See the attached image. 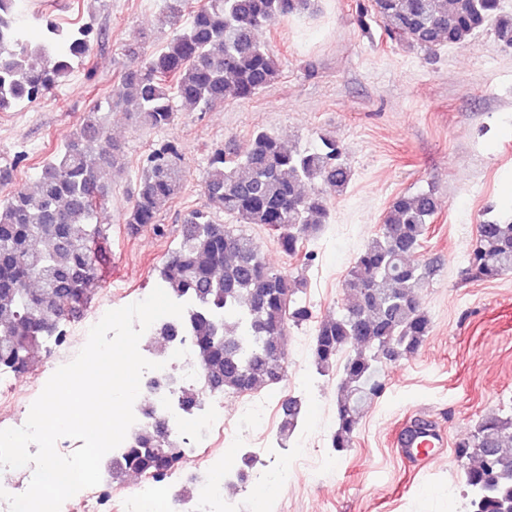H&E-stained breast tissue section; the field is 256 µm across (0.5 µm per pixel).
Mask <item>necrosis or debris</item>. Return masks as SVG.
<instances>
[{"instance_id":"1","label":"necrosis or debris","mask_w":512,"mask_h":512,"mask_svg":"<svg viewBox=\"0 0 512 512\" xmlns=\"http://www.w3.org/2000/svg\"><path fill=\"white\" fill-rule=\"evenodd\" d=\"M148 360H155L153 351H145ZM163 369L145 372L140 394L134 403L136 427L150 421L165 423L169 431L183 434L190 451L183 455L174 478L191 482L196 490L189 512H224V484L206 474H200L201 459L196 449L202 448L221 455L224 441V401L213 397L203 408L193 413L180 407L184 392L201 384L197 354L189 340L169 341L165 345ZM18 376L0 372V429L23 426L27 420V395L20 388ZM129 494L114 495L108 482L85 489L72 500L65 501L61 512H175L170 503L169 481L153 479L149 474L132 476Z\"/></svg>"}]
</instances>
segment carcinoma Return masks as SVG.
<instances>
[{
  "label": "carcinoma",
  "mask_w": 512,
  "mask_h": 512,
  "mask_svg": "<svg viewBox=\"0 0 512 512\" xmlns=\"http://www.w3.org/2000/svg\"><path fill=\"white\" fill-rule=\"evenodd\" d=\"M18 0H0V112L35 103L58 86L71 61L88 54L91 30L65 31L46 23L33 47L15 18ZM315 0H203L188 24L160 49L133 54L108 109L134 105L139 126L162 130L178 109L210 112L228 100H249L272 86L281 63L262 32L288 18L315 13ZM387 36L433 53L466 44L491 28L512 46V15L500 0H370ZM95 103L63 149L41 165L34 187L0 201V369L21 375L33 368L32 352L61 338L69 315L88 303L97 277L98 245L108 239L100 222L104 175L123 157L107 134ZM353 176L336 138L302 151L273 134L255 132L239 149H217L202 177L205 208L183 220L181 239L161 271L170 298L187 304L182 318L165 323L166 336H188L213 391L246 393L286 376L288 324L312 318L303 282L271 266L259 246L222 213L276 234L280 251L298 256L328 223L329 195H342ZM181 155L171 145L152 150L136 179L123 224L136 236L158 224L180 193ZM437 210L432 191L391 200L378 232L357 253L342 288L352 303L318 321L312 355L319 374L338 372L336 429L331 448L351 447L360 414L379 397L382 365L415 354L431 319L420 299L430 264L416 259ZM470 269L491 281L512 271V222L476 225ZM298 397L284 400L282 431L297 427ZM182 445L149 427L113 458L112 475L139 471L171 475ZM462 466L466 512H512V404L484 415L474 432L455 444Z\"/></svg>",
  "instance_id": "1"
}]
</instances>
